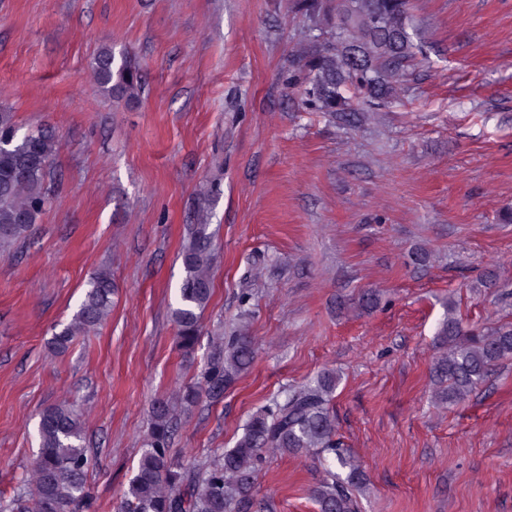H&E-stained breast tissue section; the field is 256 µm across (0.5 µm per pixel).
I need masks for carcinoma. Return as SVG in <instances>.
I'll use <instances>...</instances> for the list:
<instances>
[{
    "label": "carcinoma",
    "instance_id": "cac0c4a2",
    "mask_svg": "<svg viewBox=\"0 0 512 512\" xmlns=\"http://www.w3.org/2000/svg\"><path fill=\"white\" fill-rule=\"evenodd\" d=\"M408 6L409 0H297L309 30L325 36L302 49L289 74V82L302 87L307 108L349 119L356 116L359 104L378 109L393 99L396 84L416 66ZM94 65L107 92L135 96L138 77L127 59L118 61L105 49ZM2 135L12 136L0 144V242L5 244L24 236L44 210L57 140L42 129L20 133L15 114L0 108ZM207 228L197 225L182 251L183 279L172 314L178 346L186 353L199 342L201 312L212 296ZM114 292L108 272L94 275L71 321L55 334L57 348H68L76 336L101 325L111 311ZM436 339L431 375L441 404L464 400L496 365L512 358V326L468 328L450 312L439 323ZM252 360L250 337H229L197 385L183 391L182 402L192 406L203 392L219 399ZM337 382L336 373L326 370L274 400L251 416L235 446L220 460L200 468L186 467L172 456L173 415L168 401L157 400L123 512H240L250 502L265 451L317 455L324 474L311 496L319 512H359L363 472L336 441L330 412ZM37 436L39 454L28 479L29 512H73L87 496L89 468L79 415L66 401L48 407L39 415Z\"/></svg>",
    "mask_w": 512,
    "mask_h": 512
}]
</instances>
